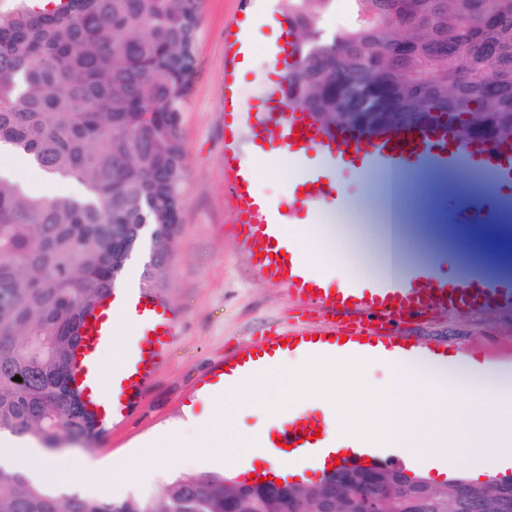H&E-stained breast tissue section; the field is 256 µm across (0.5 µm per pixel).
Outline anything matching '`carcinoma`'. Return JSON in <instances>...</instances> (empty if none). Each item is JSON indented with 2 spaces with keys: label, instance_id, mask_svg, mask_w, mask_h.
Returning <instances> with one entry per match:
<instances>
[{
  "label": "carcinoma",
  "instance_id": "cac0c4a2",
  "mask_svg": "<svg viewBox=\"0 0 512 512\" xmlns=\"http://www.w3.org/2000/svg\"><path fill=\"white\" fill-rule=\"evenodd\" d=\"M0 10V148L79 190L47 196L0 175V434L91 443L105 427L70 384L83 317L120 287L133 255L154 247L142 281L179 232L186 168L181 115L196 73L201 0H12ZM298 32L289 108L330 130L370 107L379 87L398 112H446L462 140L512 147V0H282ZM20 376L21 381L14 380ZM343 476L290 485L265 512H352L328 499ZM220 474H186L153 499L63 496L0 464V512H250L259 491L231 492ZM368 490L394 512H512V479L432 488L387 467Z\"/></svg>",
  "mask_w": 512,
  "mask_h": 512
}]
</instances>
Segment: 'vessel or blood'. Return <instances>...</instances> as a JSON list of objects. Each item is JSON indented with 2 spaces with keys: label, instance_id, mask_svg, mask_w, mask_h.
<instances>
[{
  "label": "vessel or blood",
  "instance_id": "obj_1",
  "mask_svg": "<svg viewBox=\"0 0 512 512\" xmlns=\"http://www.w3.org/2000/svg\"><path fill=\"white\" fill-rule=\"evenodd\" d=\"M281 30L280 43L268 50L281 79L266 118L280 128L286 150L295 154L312 150L323 159L320 169L305 173L300 203L317 201L324 206H339L336 184L329 174L336 164L347 161L393 176L415 171L443 175L449 167L469 158L500 178L512 179L511 156L486 143L453 144L451 135L444 130L406 129L365 143L355 133L320 130L308 113L288 107L286 76L298 54L289 25H282ZM245 40L242 32H227L225 72L235 71L239 66L240 48ZM250 177L249 164L236 158L229 149L225 151L224 180L245 215L239 234L256 275L281 285L303 310L328 316L330 322L320 339L296 327L269 330L225 359L224 369L218 372L224 384L245 385L257 371L271 368L276 360V347L282 343L290 349L299 343L316 349L329 343H343L353 356L372 353L401 358L407 343L398 329L405 320L422 316L434 307L465 312L512 306V274L491 277L475 267L463 279L438 281L428 259L404 271L396 268L386 275L362 278L341 288L329 287L322 272L297 255L292 244L293 228L282 222L279 210L252 194ZM123 309L128 311L139 333L133 350L123 356V367L107 389L99 385L98 375L105 366L104 354L116 336V314ZM175 336L174 315L162 300L133 288L112 291L85 319L75 347L73 381L88 408L106 421L125 419L131 393L144 387ZM332 436L327 421L297 414L289 416L277 430L268 432L260 444L265 448L281 443L293 446L300 460L308 461L328 446Z\"/></svg>",
  "mask_w": 512,
  "mask_h": 512
}]
</instances>
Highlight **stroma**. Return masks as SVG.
Instances as JSON below:
<instances>
[{"instance_id": "1", "label": "stroma", "mask_w": 512, "mask_h": 512, "mask_svg": "<svg viewBox=\"0 0 512 512\" xmlns=\"http://www.w3.org/2000/svg\"><path fill=\"white\" fill-rule=\"evenodd\" d=\"M239 0H203L196 42L197 72L182 112L181 135L187 179L180 214L179 234L171 254L159 269L162 298L176 318L177 336L166 356L134 398L133 420L108 426L90 449L64 446L56 457L77 463L90 457L125 462L138 452L139 477L115 479L111 494L152 497L165 484L184 474L205 472L210 452L206 432L214 413L201 382L224 358L253 343L276 326L316 328L323 319L307 314L278 284L263 280L250 270L249 256L239 239L238 214L224 183V32L238 19ZM254 52L237 74L238 97L247 114L240 126L237 151L251 155L253 146L265 154L254 162V188L283 208L284 223H310L306 209L297 205L274 176L283 157L277 143L279 130L264 122L265 89L279 81L265 52L279 34L263 24L249 34ZM469 176L451 170L447 176H414L406 179L399 196L407 230L399 242L403 261L436 258L440 277L452 279L466 272L469 262H480L482 253L498 254L512 263V243L507 224L441 223L442 215L455 212L457 199ZM336 181L356 196L349 211L353 223L343 233L355 241L361 265L378 270L385 245L376 227L384 221L385 194L368 178L346 170ZM412 344L427 349L442 347L474 363L512 368V306L481 308L457 313L431 309L423 318L402 328ZM285 419L264 410L241 405L227 417L236 436L257 437Z\"/></svg>"}]
</instances>
